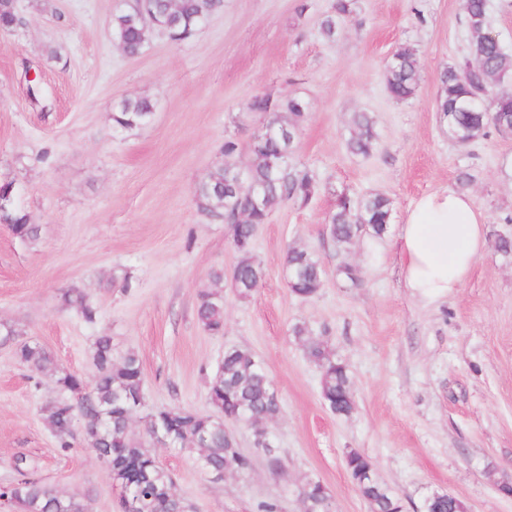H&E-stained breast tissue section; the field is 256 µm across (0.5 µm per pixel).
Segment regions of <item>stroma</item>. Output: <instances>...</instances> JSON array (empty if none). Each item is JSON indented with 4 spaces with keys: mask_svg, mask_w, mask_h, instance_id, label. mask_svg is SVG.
<instances>
[{
    "mask_svg": "<svg viewBox=\"0 0 512 512\" xmlns=\"http://www.w3.org/2000/svg\"><path fill=\"white\" fill-rule=\"evenodd\" d=\"M121 5L16 0L22 26L0 30V181L15 182L38 228L23 241L0 224V325L88 380L96 337H111L114 356H139L150 407L201 413L211 410L209 382L225 348L250 350L282 401L269 431L286 467L273 471L255 456L248 473L216 480L197 453L154 447L196 512H258L266 501L302 512L298 488L310 478L327 487L333 512H370L344 465L351 450L372 459L405 512H421L436 492L469 512H512V495L490 478L512 472V255L483 253L461 288L429 305L405 288L395 245L419 200L449 189L472 197L487 241L512 232V137L458 146L437 110L442 73L468 53L463 0H357L332 43L319 34L330 0H224L192 40L178 45L157 32L135 57L104 25ZM403 46L417 49L423 73L415 97L397 102L385 76ZM34 78L37 101L27 90ZM261 94L306 102L296 158L319 191L306 207H275L259 226L252 255L265 280L242 300L230 281L213 278L239 256L195 194L223 163L225 140L237 142L238 165L248 164L263 121L249 104ZM124 97L150 98L152 120L115 130L112 107ZM356 112L374 118L368 158L345 147ZM341 193L382 194L393 208L384 235L343 255L324 233ZM290 245L322 258L314 298L287 287ZM344 261L361 269V286L337 276ZM218 286L224 332L214 335L196 307ZM67 289L96 306L95 323L62 307ZM298 323L346 364L352 414L323 405L320 370L292 333ZM68 396L0 346V485L15 480L23 457L34 477L85 498L90 512H118L119 491L94 454L82 443L61 451L45 420L43 406Z\"/></svg>",
    "mask_w": 512,
    "mask_h": 512,
    "instance_id": "1",
    "label": "stroma"
}]
</instances>
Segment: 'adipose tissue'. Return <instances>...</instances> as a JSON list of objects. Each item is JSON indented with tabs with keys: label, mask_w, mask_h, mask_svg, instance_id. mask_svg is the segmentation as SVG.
Returning <instances> with one entry per match:
<instances>
[{
	"label": "adipose tissue",
	"mask_w": 512,
	"mask_h": 512,
	"mask_svg": "<svg viewBox=\"0 0 512 512\" xmlns=\"http://www.w3.org/2000/svg\"><path fill=\"white\" fill-rule=\"evenodd\" d=\"M397 241L404 286L427 304L453 295L486 248L471 196L452 189L423 197L400 225Z\"/></svg>",
	"instance_id": "obj_1"
}]
</instances>
